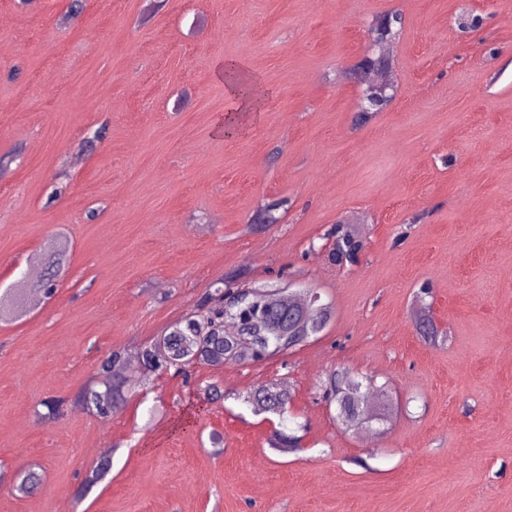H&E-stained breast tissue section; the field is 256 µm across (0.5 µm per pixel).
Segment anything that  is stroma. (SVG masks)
Masks as SVG:
<instances>
[{
  "mask_svg": "<svg viewBox=\"0 0 512 512\" xmlns=\"http://www.w3.org/2000/svg\"><path fill=\"white\" fill-rule=\"evenodd\" d=\"M70 3L0 0V293L66 247L55 296L0 317V469L42 477L0 512H512V0ZM393 10L395 98L360 124L344 73ZM227 58L265 91L233 136ZM271 200L280 223L250 230ZM339 224L354 261L330 257ZM235 273L316 289L330 323L284 356L157 376L106 420L73 404L99 359ZM423 307L445 343L417 332ZM335 374L394 414L344 431ZM276 380L283 423L242 401ZM49 397L70 404L38 422ZM278 428L297 448H270ZM102 448L112 470L78 499Z\"/></svg>",
  "mask_w": 512,
  "mask_h": 512,
  "instance_id": "stroma-1",
  "label": "stroma"
}]
</instances>
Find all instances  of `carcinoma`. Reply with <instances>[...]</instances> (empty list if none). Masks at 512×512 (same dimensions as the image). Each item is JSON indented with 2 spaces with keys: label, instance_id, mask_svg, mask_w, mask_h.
<instances>
[{
  "label": "carcinoma",
  "instance_id": "carcinoma-1",
  "mask_svg": "<svg viewBox=\"0 0 512 512\" xmlns=\"http://www.w3.org/2000/svg\"><path fill=\"white\" fill-rule=\"evenodd\" d=\"M389 27L382 37L388 42L395 41L402 30V16L396 12L387 14ZM361 94L367 111L360 113V119L368 120L372 115L384 111L393 101L394 90L382 94L365 85ZM282 201H271L257 209L253 221L258 224H277L281 216ZM264 300L247 310L248 304H241L224 312V297L231 290L217 287L204 298L199 308L170 326L161 336L141 344L128 359L123 351H112L102 358L95 373L78 392L75 401L89 414L107 419L112 416L128 396L146 386L151 377L173 370L186 371L195 364H219L221 362L250 363L285 355L307 342L298 335L301 325L311 318H331V307L323 311L308 307L307 304H284L282 296L290 293L287 288H261ZM17 288L0 295V312L24 310L22 294ZM325 398L336 403L337 409H349L342 418L347 427L362 424L365 418L378 415L382 418L395 409L387 395H382L377 406L370 409L360 391L358 382L345 381V388L336 390V385L325 389ZM290 394L288 387L272 381L250 390L244 403L256 414L271 413L280 417L288 411ZM47 412L38 414V420L48 421L63 413L64 402L58 399L43 401ZM111 457L91 464L85 471L81 494H86L100 483L110 472ZM21 495L34 493L40 485V475L25 470L10 477L0 471V486Z\"/></svg>",
  "mask_w": 512,
  "mask_h": 512
}]
</instances>
